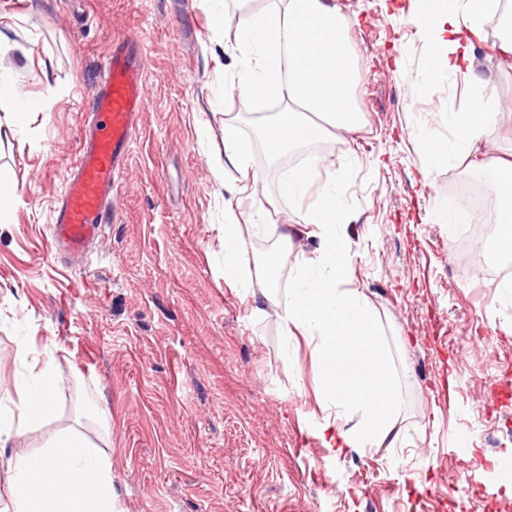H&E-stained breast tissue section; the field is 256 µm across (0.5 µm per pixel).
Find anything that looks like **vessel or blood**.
Listing matches in <instances>:
<instances>
[{
  "instance_id": "vessel-or-blood-1",
  "label": "vessel or blood",
  "mask_w": 512,
  "mask_h": 512,
  "mask_svg": "<svg viewBox=\"0 0 512 512\" xmlns=\"http://www.w3.org/2000/svg\"><path fill=\"white\" fill-rule=\"evenodd\" d=\"M144 72L139 43L113 41L92 95L80 150L52 213L50 237L57 254H87L117 212L120 173L148 103Z\"/></svg>"
}]
</instances>
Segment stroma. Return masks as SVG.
<instances>
[{
  "label": "stroma",
  "instance_id": "35a3bbf8",
  "mask_svg": "<svg viewBox=\"0 0 512 512\" xmlns=\"http://www.w3.org/2000/svg\"><path fill=\"white\" fill-rule=\"evenodd\" d=\"M353 24L358 128L328 136L350 211L346 287L370 303L402 402L395 447L330 448L318 394L317 342L286 344L282 309L224 280V213L241 224L249 263L265 261L258 205L292 248L270 276L279 292L318 245L284 197L293 152L266 153L261 128L284 104L229 91L239 66L236 15L266 0H234L223 30L215 0H0V72L38 110L23 126L0 112V167L15 198L0 219V389L25 365L63 376L53 427L13 439L40 449L74 428L112 455L118 512H501L512 503V405L487 399L512 379V291L454 251L438 217L468 162L426 169L420 132L451 140L463 86L419 92L427 49L417 0H337ZM134 38L150 91L119 185V217L90 253L54 259L49 224L113 39ZM58 93L44 100L46 85ZM251 147L256 190L228 196L216 178L224 125ZM107 406L101 433L85 412ZM469 438L458 456L450 432ZM459 487L449 495V487Z\"/></svg>",
  "mask_w": 512,
  "mask_h": 512
}]
</instances>
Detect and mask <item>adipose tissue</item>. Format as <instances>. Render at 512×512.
<instances>
[{"label":"adipose tissue","mask_w":512,"mask_h":512,"mask_svg":"<svg viewBox=\"0 0 512 512\" xmlns=\"http://www.w3.org/2000/svg\"><path fill=\"white\" fill-rule=\"evenodd\" d=\"M500 5L501 0H419L412 23L427 47L423 86L460 79L471 90L466 111L448 115L454 142L421 134L425 163L450 165L469 158L503 120L505 107L488 91L493 77L481 71L469 39ZM349 24L336 0H269L261 10L239 17L236 87L251 97L275 95L287 106L264 130L271 156L324 139L331 129L349 132L358 126L352 101L357 55L346 37ZM325 164V158H316L281 181L284 196L304 203L300 220L313 226L319 239L314 257L297 266L287 294L276 297L263 275H251L241 227L230 222L224 226V278L259 289L263 299L281 300L287 335L317 338L321 401L335 408L337 417L356 420L337 431L333 443L379 448L398 439L401 402L367 299L342 287L351 274V247L336 227L348 223L350 213L331 181L314 203L306 201ZM479 168L500 188L497 243L511 251L512 154L485 153ZM60 384L47 363L19 374L12 389L0 392V460L9 473L7 503L0 512H116L112 457L79 431L56 432L45 448L32 453H6L11 439L56 421Z\"/></svg>","instance_id":"obj_1"}]
</instances>
